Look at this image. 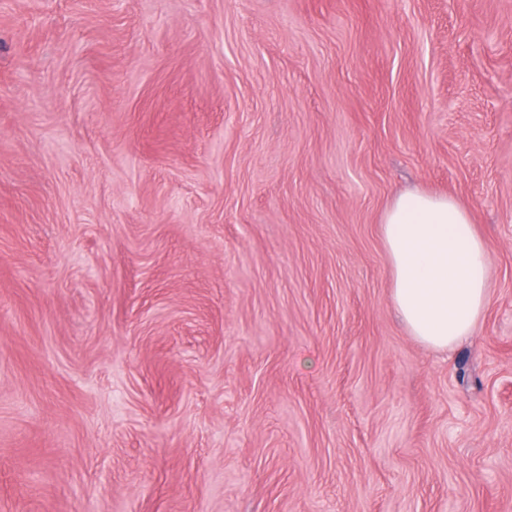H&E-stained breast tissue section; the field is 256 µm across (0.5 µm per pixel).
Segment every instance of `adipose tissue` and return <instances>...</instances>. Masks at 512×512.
I'll return each instance as SVG.
<instances>
[{"mask_svg": "<svg viewBox=\"0 0 512 512\" xmlns=\"http://www.w3.org/2000/svg\"><path fill=\"white\" fill-rule=\"evenodd\" d=\"M393 305L407 330L440 350L471 336L489 303V259L454 199L398 195L382 218Z\"/></svg>", "mask_w": 512, "mask_h": 512, "instance_id": "adipose-tissue-1", "label": "adipose tissue"}]
</instances>
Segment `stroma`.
<instances>
[{
    "label": "stroma",
    "mask_w": 512,
    "mask_h": 512,
    "mask_svg": "<svg viewBox=\"0 0 512 512\" xmlns=\"http://www.w3.org/2000/svg\"><path fill=\"white\" fill-rule=\"evenodd\" d=\"M411 189L488 250L446 351ZM0 512H512V0H0ZM393 305L420 342L448 350L489 303V259L471 213L448 196L398 195L382 218Z\"/></svg>",
    "instance_id": "stroma-1"
}]
</instances>
